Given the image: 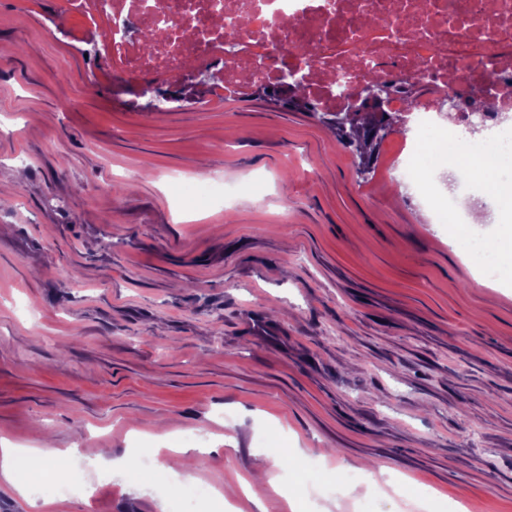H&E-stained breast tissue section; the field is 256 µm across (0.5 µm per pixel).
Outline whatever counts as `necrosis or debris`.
Returning a JSON list of instances; mask_svg holds the SVG:
<instances>
[{
  "instance_id": "necrosis-or-debris-1",
  "label": "necrosis or debris",
  "mask_w": 512,
  "mask_h": 512,
  "mask_svg": "<svg viewBox=\"0 0 512 512\" xmlns=\"http://www.w3.org/2000/svg\"><path fill=\"white\" fill-rule=\"evenodd\" d=\"M152 2L149 10L142 0L120 6L96 0L93 6L121 28L115 47L134 69L176 80L180 60H220L228 86L258 79L273 88L283 72L297 69L307 97L324 112L346 110L347 81L372 70L389 83L384 111L413 112L422 131L451 129L462 137L472 117H479L494 153L512 154V0H334L329 11L322 0H224L225 15L250 18L232 41L215 35L202 44L193 27H185L147 51L139 31L187 15L196 25L210 22L211 0ZM307 41L320 46L311 59L298 52ZM461 85L475 88L470 102L452 114L440 112L429 88L452 92ZM487 182L465 175L447 190L431 173L419 186L428 208L463 224L475 200L486 196Z\"/></svg>"
}]
</instances>
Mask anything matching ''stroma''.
Masks as SVG:
<instances>
[{"label":"stroma","mask_w":512,"mask_h":512,"mask_svg":"<svg viewBox=\"0 0 512 512\" xmlns=\"http://www.w3.org/2000/svg\"><path fill=\"white\" fill-rule=\"evenodd\" d=\"M84 0H0V440L112 460L155 424L203 452L197 512H290L253 453L350 467L304 512H512V284L420 207L396 117L362 177L307 112L189 76L156 91L103 48ZM160 89V90H161ZM235 186L200 206V181ZM123 194H115V186ZM382 476L371 485L359 466ZM81 470L58 512H166L153 477Z\"/></svg>","instance_id":"35a3bbf8"}]
</instances>
